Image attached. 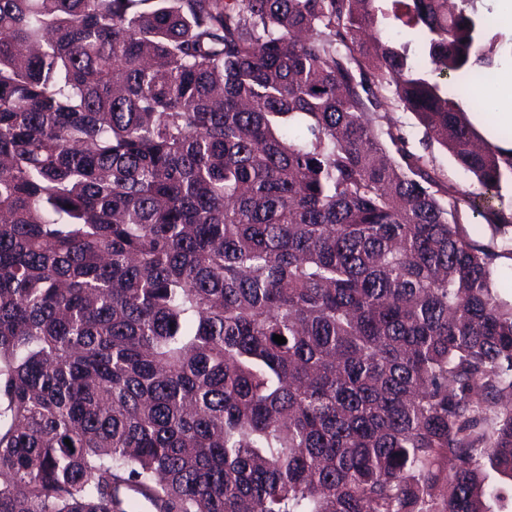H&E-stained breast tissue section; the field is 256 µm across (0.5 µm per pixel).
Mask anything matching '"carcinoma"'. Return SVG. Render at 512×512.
<instances>
[{"instance_id": "carcinoma-1", "label": "carcinoma", "mask_w": 512, "mask_h": 512, "mask_svg": "<svg viewBox=\"0 0 512 512\" xmlns=\"http://www.w3.org/2000/svg\"><path fill=\"white\" fill-rule=\"evenodd\" d=\"M378 2L0 0V512H512L495 253L370 117L498 195L512 37ZM385 12H389V18L384 20V34L398 43L409 42L410 53L417 52V44L412 40V36L407 28L403 27L399 21L394 20L391 15V2H379L378 4ZM482 107L485 112L479 111L476 103L466 109L465 115L472 128L489 145L512 149V143L500 142L497 135L498 127L512 126V81L510 86L501 84L484 89ZM394 88H389L384 94L391 99L388 105L380 109L376 119L383 129L388 126L392 130L400 134L405 141V148L417 155L423 156V160L429 165L434 167L441 175V178L450 187L451 190H456L460 193L476 192L478 185L475 179L466 173L456 163L452 155L440 144L435 141H427L424 138L423 129L418 125L414 115L410 112L403 110L393 100Z\"/></svg>"}]
</instances>
